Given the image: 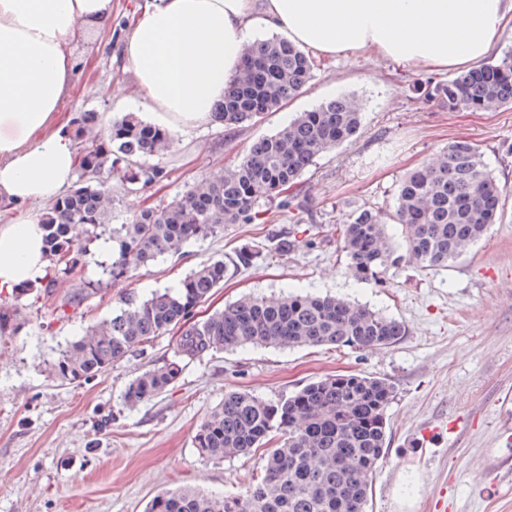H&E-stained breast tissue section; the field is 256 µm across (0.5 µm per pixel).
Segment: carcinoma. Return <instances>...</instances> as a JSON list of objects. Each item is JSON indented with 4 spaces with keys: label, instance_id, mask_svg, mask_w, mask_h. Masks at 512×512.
Segmentation results:
<instances>
[{
    "label": "carcinoma",
    "instance_id": "carcinoma-1",
    "mask_svg": "<svg viewBox=\"0 0 512 512\" xmlns=\"http://www.w3.org/2000/svg\"><path fill=\"white\" fill-rule=\"evenodd\" d=\"M314 69L310 55L282 37L250 44L213 121L235 128L278 111L304 91ZM433 95L452 112L512 105V53L435 84ZM361 120L357 104L338 96L297 114L278 132L254 143L223 178L202 181L161 208H142L112 229L110 278L126 279L160 256L178 254L196 239L223 232L226 224L259 220L261 203L288 196L315 159L357 134ZM98 125L93 112L73 117L80 177L39 218L51 271L58 275L85 265L87 247L72 238L71 225H86L95 234L112 223L111 182L132 193L168 178V171L149 159L168 151L172 132L134 112L112 120L95 135ZM502 197L503 188L478 147L454 141L442 159L403 178L393 210L363 208L342 225L346 273L382 286L400 263L422 271L445 269L496 223ZM391 221L402 226V252L388 233ZM274 241L281 257L302 244L291 226ZM261 258L260 252L241 247L228 261L198 265L176 289L147 298L125 297L111 318L67 346L53 366L56 375L85 379L123 360L188 322L230 268ZM405 334L401 321L338 296H245L185 328L175 360L133 379L123 399L133 407L166 392L177 381L184 358L258 345L372 349L392 345ZM393 393L387 380L359 374L323 378L277 402L247 391H227L224 403L197 428L194 445L199 454L214 459L248 455L278 435L279 446L251 477L245 494L215 496L180 489L156 496L148 512H365L388 444L386 411Z\"/></svg>",
    "mask_w": 512,
    "mask_h": 512
}]
</instances>
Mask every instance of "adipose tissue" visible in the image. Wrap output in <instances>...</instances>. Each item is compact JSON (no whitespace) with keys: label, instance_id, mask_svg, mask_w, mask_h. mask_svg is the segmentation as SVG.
Returning a JSON list of instances; mask_svg holds the SVG:
<instances>
[{"label":"adipose tissue","instance_id":"adipose-tissue-1","mask_svg":"<svg viewBox=\"0 0 512 512\" xmlns=\"http://www.w3.org/2000/svg\"><path fill=\"white\" fill-rule=\"evenodd\" d=\"M112 0H0V291L45 274L32 206L72 181L77 146L60 109L74 85L77 39ZM318 56H379L417 70L465 71L495 47L512 0H147L124 41L137 94L171 129L208 123L241 65L256 19Z\"/></svg>","mask_w":512,"mask_h":512}]
</instances>
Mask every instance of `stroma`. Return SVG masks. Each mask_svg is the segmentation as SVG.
I'll use <instances>...</instances> for the list:
<instances>
[{"instance_id":"obj_1","label":"stroma","mask_w":512,"mask_h":512,"mask_svg":"<svg viewBox=\"0 0 512 512\" xmlns=\"http://www.w3.org/2000/svg\"><path fill=\"white\" fill-rule=\"evenodd\" d=\"M145 2L112 0L110 20L78 40L65 116L92 111L106 124L127 112L150 119L139 96L113 94L116 86L133 85L122 54L124 22L140 16ZM448 78L397 67L372 52L319 60L286 110L231 130L212 122L175 132L158 159L167 180L136 198L122 194L113 218L119 224L137 205L171 202L224 174L291 115L339 93L353 96L363 112L358 134L303 174L293 206L281 210L277 224L225 225L223 233L188 244L181 256L161 257L119 282L104 272L112 246L102 236L91 244L84 269L56 279L52 297L36 291L1 297L22 316L15 330L0 335V512H146L154 496L183 488L243 494L262 468L264 450L212 459L194 446L197 426L223 403L225 391L275 401L346 373L384 378L394 387L389 448L368 512H512V107L448 111L429 94L431 84ZM455 140L478 145L504 188L500 222L447 269L423 272L405 263L381 287L346 274L336 246L340 224L359 208L391 210L402 178ZM296 215L301 224H293ZM289 224L307 247L286 258L269 255L277 226ZM243 245L262 259L226 278L194 321L246 295L297 291L336 295L397 318L406 336L370 350L258 346L186 359L173 387L133 408L123 402L126 386L173 359L180 329L89 379L54 374L61 351L108 318L121 297L176 287L201 262ZM89 282L95 293L58 314L57 300Z\"/></svg>"}]
</instances>
